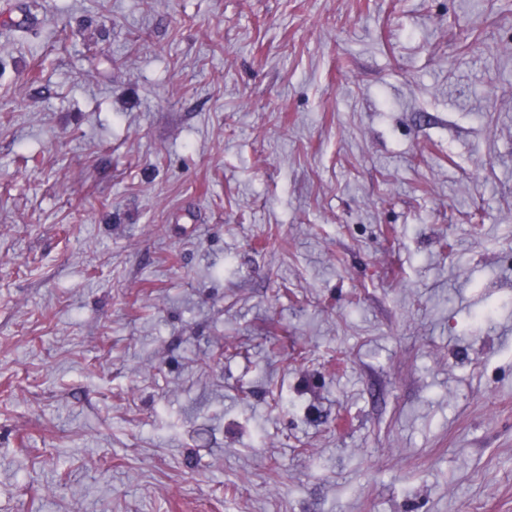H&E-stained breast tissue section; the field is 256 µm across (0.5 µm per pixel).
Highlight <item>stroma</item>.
<instances>
[{
	"instance_id": "1",
	"label": "stroma",
	"mask_w": 512,
	"mask_h": 512,
	"mask_svg": "<svg viewBox=\"0 0 512 512\" xmlns=\"http://www.w3.org/2000/svg\"><path fill=\"white\" fill-rule=\"evenodd\" d=\"M0 512H512V0H15Z\"/></svg>"
}]
</instances>
